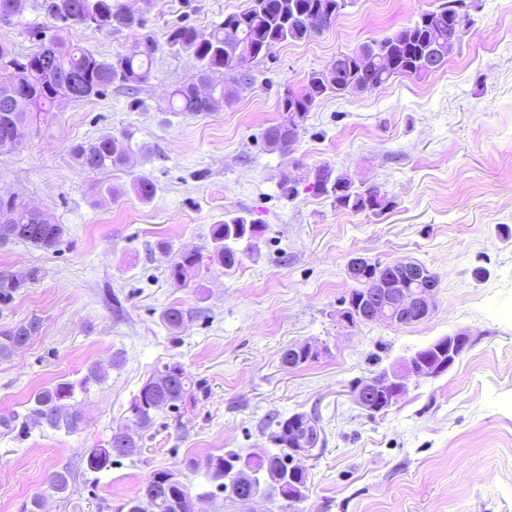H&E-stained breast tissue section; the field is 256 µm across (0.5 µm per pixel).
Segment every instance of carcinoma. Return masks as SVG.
Segmentation results:
<instances>
[{
    "label": "carcinoma",
    "instance_id": "obj_1",
    "mask_svg": "<svg viewBox=\"0 0 512 512\" xmlns=\"http://www.w3.org/2000/svg\"><path fill=\"white\" fill-rule=\"evenodd\" d=\"M336 4V0H252V5L238 13H230L208 33L200 32L191 25H179L168 32L167 43L178 51L190 53L200 63L198 83L176 87L167 103L169 112H190L194 115H209L231 103L233 94L224 83L214 81V75H226L238 68L236 49L247 48L249 59L264 58L273 50L289 42L309 39L318 31L308 27L305 20L324 12ZM45 16L65 26H83L87 19H96L95 29L110 28L114 24L124 27H143L144 18L112 8V0H42ZM422 16L433 19L432 24L416 21L390 36L372 39L360 44L347 56L343 68L325 83L318 82L316 72L307 77L305 88L299 92H287L281 100V120L263 133L265 145L271 151H286L289 124L300 114L307 119L317 101L329 93L360 94L373 92L387 86L385 77L372 59L353 66L355 56L370 50L390 64L391 71L402 77H421L426 74L420 63L423 55L435 44L448 49V34L457 29L461 18L468 16L458 0L436 10L426 11ZM31 34L39 38L38 48L26 55H19L6 44L0 43V94L4 87L11 86L9 95L0 97V111L8 110L22 122L36 124L47 121L57 100L66 96L70 89L76 90L75 100L83 101L100 96L116 85L134 94L140 85L151 76V66L157 45L155 40L144 35L137 39L123 54L111 59L103 58L94 51L79 45H67L42 30ZM132 151L129 138L124 133H105L91 141L80 142L72 147L74 159L79 167L89 172L120 169L130 158ZM306 190L317 196L333 199L339 208L354 211L378 212L386 209L390 202L377 194L369 199L355 189L346 174L326 173V178L305 185ZM13 212L15 239L33 247L50 251L63 241L66 227L63 224L39 223L24 207V202L15 196L0 195V212ZM250 222L243 216H234L212 228V246L209 260L225 267L238 262L235 244L249 241L263 234L257 229L247 231ZM202 261L200 252H182L170 267V277L187 281L195 275ZM25 286L15 282L7 271H0V304H8L14 295ZM185 319L184 309L170 306L163 312V321L171 329H178ZM22 345L20 334L10 330L0 336V356H7ZM100 380L97 368L75 385L61 382L40 390L33 398L31 419L57 430L74 432L79 428L82 416L73 408L62 412L63 401L74 397L75 387L85 388L92 381ZM203 387L200 381L191 378L179 364H165L157 369L139 390L135 400H145L150 409L142 415L141 427L148 429L154 423L155 412L164 409L179 410L188 401L196 400ZM270 441L276 444L273 451L241 454L227 451L222 456H211L201 463L187 459L185 467L194 470L203 465L212 482L226 490L235 480L239 461L244 460L257 473L269 491L277 490L278 483L288 476L287 447L277 444L285 436L288 419L273 417L270 422ZM117 454L112 444L100 448H89L84 453L86 469L101 472L112 466ZM73 476L66 468L53 472L49 477L50 490L61 499H68ZM118 512H193V503L186 484L182 481L170 487L169 492L152 493V482L146 480L142 496L129 500L118 507Z\"/></svg>",
    "mask_w": 512,
    "mask_h": 512
}]
</instances>
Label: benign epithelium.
I'll return each instance as SVG.
<instances>
[{
    "mask_svg": "<svg viewBox=\"0 0 512 512\" xmlns=\"http://www.w3.org/2000/svg\"><path fill=\"white\" fill-rule=\"evenodd\" d=\"M8 136L0 138V153L15 151L30 125L13 121ZM351 279L363 281L361 295L347 300L343 319L349 324L385 321L409 325L428 320L436 306L439 287L435 274L425 265L396 260L381 265L365 257H355L347 266ZM470 341V333L459 330L442 336L427 346L404 356L389 370L359 381L353 388L356 405L369 416L381 415L393 407L413 378L437 377L449 370ZM321 446V429L309 416L294 415L288 420V447L292 455L288 480L280 487V497L296 503L305 491L300 476L301 461L315 456Z\"/></svg>",
    "mask_w": 512,
    "mask_h": 512,
    "instance_id": "7a95c632",
    "label": "benign epithelium"
}]
</instances>
